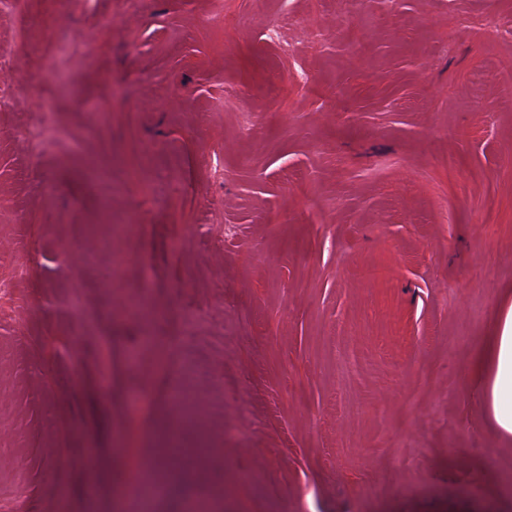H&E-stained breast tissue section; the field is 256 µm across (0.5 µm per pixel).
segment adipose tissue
I'll return each mask as SVG.
<instances>
[{
	"mask_svg": "<svg viewBox=\"0 0 512 512\" xmlns=\"http://www.w3.org/2000/svg\"><path fill=\"white\" fill-rule=\"evenodd\" d=\"M486 361L490 372L486 405L498 433L512 443V306L499 323Z\"/></svg>",
	"mask_w": 512,
	"mask_h": 512,
	"instance_id": "ef3b65f1",
	"label": "adipose tissue"
}]
</instances>
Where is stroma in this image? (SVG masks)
Returning <instances> with one entry per match:
<instances>
[{
    "mask_svg": "<svg viewBox=\"0 0 512 512\" xmlns=\"http://www.w3.org/2000/svg\"><path fill=\"white\" fill-rule=\"evenodd\" d=\"M510 303L512 0H0V512H512ZM486 405L498 433L512 443V304L499 323L488 356Z\"/></svg>",
    "mask_w": 512,
    "mask_h": 512,
    "instance_id": "35a3bbf8",
    "label": "stroma"
}]
</instances>
